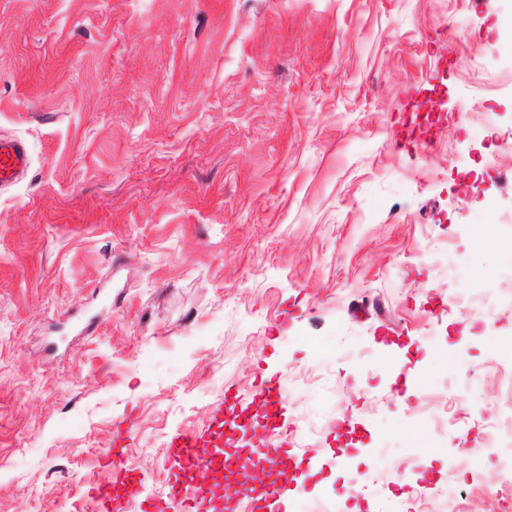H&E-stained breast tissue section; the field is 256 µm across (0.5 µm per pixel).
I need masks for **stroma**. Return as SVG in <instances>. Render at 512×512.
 <instances>
[{
    "label": "stroma",
    "instance_id": "obj_1",
    "mask_svg": "<svg viewBox=\"0 0 512 512\" xmlns=\"http://www.w3.org/2000/svg\"><path fill=\"white\" fill-rule=\"evenodd\" d=\"M0 512L167 497L279 434L263 512H501L512 0H0ZM30 166V156L24 143L0 136V190L12 186ZM200 437L195 432L178 431L169 448V457L180 470H187L190 466L193 468H207L212 462L200 455L196 448H199Z\"/></svg>",
    "mask_w": 512,
    "mask_h": 512
}]
</instances>
